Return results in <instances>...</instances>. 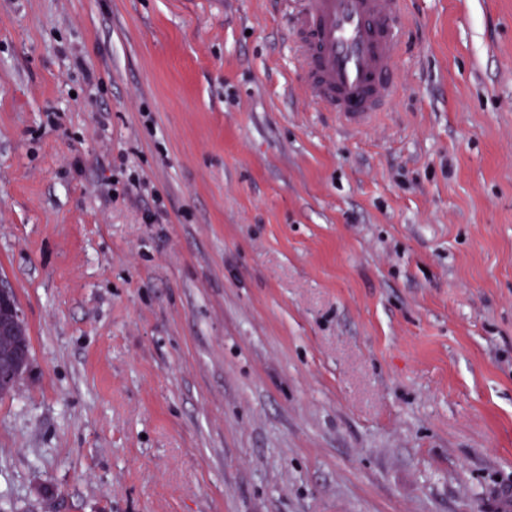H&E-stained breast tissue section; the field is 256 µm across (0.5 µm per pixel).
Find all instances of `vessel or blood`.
I'll return each instance as SVG.
<instances>
[{
    "label": "vessel or blood",
    "instance_id": "b4317fda",
    "mask_svg": "<svg viewBox=\"0 0 512 512\" xmlns=\"http://www.w3.org/2000/svg\"><path fill=\"white\" fill-rule=\"evenodd\" d=\"M407 0H300L298 58L313 103L351 126L384 112L397 93Z\"/></svg>",
    "mask_w": 512,
    "mask_h": 512
}]
</instances>
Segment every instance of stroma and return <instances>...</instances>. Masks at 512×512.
Instances as JSON below:
<instances>
[{
	"label": "stroma",
	"mask_w": 512,
	"mask_h": 512,
	"mask_svg": "<svg viewBox=\"0 0 512 512\" xmlns=\"http://www.w3.org/2000/svg\"><path fill=\"white\" fill-rule=\"evenodd\" d=\"M289 10L0 0V280L31 342L0 512L512 489V0H409L355 130L306 98Z\"/></svg>",
	"instance_id": "obj_1"
}]
</instances>
